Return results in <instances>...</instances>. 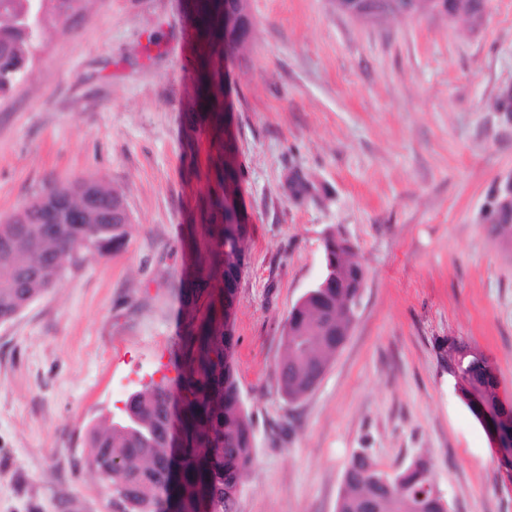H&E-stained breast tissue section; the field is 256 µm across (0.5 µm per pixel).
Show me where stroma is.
<instances>
[{"instance_id":"35a3bbf8","label":"stroma","mask_w":512,"mask_h":512,"mask_svg":"<svg viewBox=\"0 0 512 512\" xmlns=\"http://www.w3.org/2000/svg\"><path fill=\"white\" fill-rule=\"evenodd\" d=\"M199 0H85L0 95V221L52 182L96 178L131 216L0 324V512H109L88 434L126 396L179 374L185 299L205 316L218 169L232 142L250 227L228 323L254 461L233 512H336L366 450L394 472L432 458L450 512H512L488 438L455 390L448 342L493 360L512 399V250L486 216L512 182V0L479 17L364 23L331 0H249L244 57L211 56L229 136L197 98ZM316 186L290 198L292 172ZM356 245L366 283L316 389L277 384L288 314L322 271V237Z\"/></svg>"}]
</instances>
